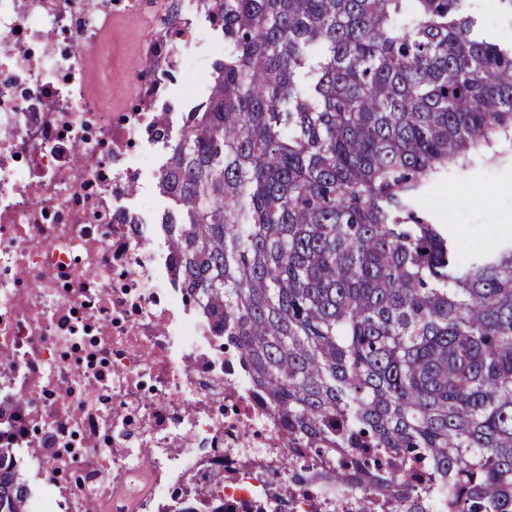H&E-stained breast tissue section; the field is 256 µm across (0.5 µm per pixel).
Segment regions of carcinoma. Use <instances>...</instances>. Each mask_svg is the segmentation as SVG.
<instances>
[{"mask_svg": "<svg viewBox=\"0 0 512 512\" xmlns=\"http://www.w3.org/2000/svg\"><path fill=\"white\" fill-rule=\"evenodd\" d=\"M224 63L158 171L182 287L288 435V487L512 512V241L410 205L512 131L475 0H213ZM0 512H28L0 471Z\"/></svg>", "mask_w": 512, "mask_h": 512, "instance_id": "cac0c4a2", "label": "carcinoma"}]
</instances>
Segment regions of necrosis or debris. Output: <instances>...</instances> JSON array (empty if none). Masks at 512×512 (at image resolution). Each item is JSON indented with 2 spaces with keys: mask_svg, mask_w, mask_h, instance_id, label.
Returning a JSON list of instances; mask_svg holds the SVG:
<instances>
[{
  "mask_svg": "<svg viewBox=\"0 0 512 512\" xmlns=\"http://www.w3.org/2000/svg\"><path fill=\"white\" fill-rule=\"evenodd\" d=\"M135 17L132 91L91 94ZM205 0H0V466L31 512H270L286 434L180 285L147 184L224 60ZM290 512H358L324 487Z\"/></svg>",
  "mask_w": 512,
  "mask_h": 512,
  "instance_id": "obj_1",
  "label": "necrosis or debris"
}]
</instances>
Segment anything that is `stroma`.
Returning <instances> with one entry per match:
<instances>
[{
  "mask_svg": "<svg viewBox=\"0 0 512 512\" xmlns=\"http://www.w3.org/2000/svg\"><path fill=\"white\" fill-rule=\"evenodd\" d=\"M114 34L126 46L125 67L113 72L110 85L99 93L111 96L117 105L139 64L138 44L146 31L138 21L129 20L118 23ZM478 192L486 204L475 205ZM415 205L431 222L444 225L463 255L496 246L502 240L501 228L512 226V139L495 141L467 169L452 168L435 177L418 192Z\"/></svg>",
  "mask_w": 512,
  "mask_h": 512,
  "instance_id": "obj_1",
  "label": "stroma"
}]
</instances>
